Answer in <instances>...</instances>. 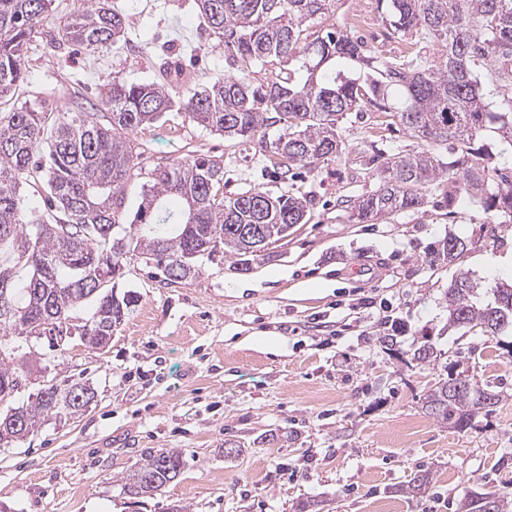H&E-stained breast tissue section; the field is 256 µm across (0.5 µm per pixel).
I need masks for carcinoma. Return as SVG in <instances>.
Here are the masks:
<instances>
[{"mask_svg":"<svg viewBox=\"0 0 512 512\" xmlns=\"http://www.w3.org/2000/svg\"><path fill=\"white\" fill-rule=\"evenodd\" d=\"M90 8L49 34L50 44L67 42L99 50L124 38L125 19L110 0ZM199 12L230 53L239 74L202 91L188 87L184 109L197 123L228 138L249 140L276 125L282 132L265 142L286 180L297 168L313 171L341 150L339 119L367 107L389 112L429 148L448 147V162L424 150L391 155L377 166L375 190L350 201L360 223L417 210L429 189L446 182L453 206L460 193L512 221V169L496 163V145L512 146V111L496 112L483 91L489 73L497 87H512V0H379L386 21L416 38L410 60L371 56L348 36L327 31L312 38L307 23L327 11L331 0H196ZM51 0H0V99L27 81L24 57L36 26L48 17ZM304 57L305 76L284 67ZM277 63L265 82L254 84L251 68ZM0 112V442L34 434L41 422L85 408L94 392L84 384L41 385L33 400L17 402L34 365L30 336H61L64 324L88 301L92 316L77 325L85 345L97 349L122 323L131 299L114 292L128 243L145 264L175 282L198 274V258L212 257L221 243L233 257L255 252L239 234L247 224L279 231L302 224L305 197L249 189L224 194V162L197 157L158 164L149 173L136 209L122 210L123 188L138 165L130 134L172 109L174 100L156 82L128 84L117 78L100 93L101 111L49 110L47 97ZM43 197V207L25 202L24 187ZM463 240L450 237L434 252L455 260ZM477 286L463 273L448 288V326L512 335V286L496 285L492 299L478 300ZM498 395L472 380L449 374L425 401L427 413L465 432L472 419L494 411ZM181 456L149 453L125 477L134 496L151 495L173 481ZM507 512L499 491L471 494L459 512Z\"/></svg>","mask_w":512,"mask_h":512,"instance_id":"1","label":"carcinoma"}]
</instances>
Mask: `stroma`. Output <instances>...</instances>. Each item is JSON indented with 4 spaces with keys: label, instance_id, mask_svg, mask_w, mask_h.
Listing matches in <instances>:
<instances>
[{
    "label": "stroma",
    "instance_id": "1",
    "mask_svg": "<svg viewBox=\"0 0 512 512\" xmlns=\"http://www.w3.org/2000/svg\"><path fill=\"white\" fill-rule=\"evenodd\" d=\"M112 6L124 39L88 52L34 37L29 82L0 99V112L44 85L55 90L54 111L93 112L116 77L158 82L178 99L232 73L196 0ZM332 26L370 55L411 54L378 0H333L309 29ZM339 133L337 156L286 181L258 142L215 134L177 107L132 133L143 173L124 187L126 210L158 163L207 156L223 160L225 192L307 197V221L247 264L204 258L198 275L176 283L125 260L115 290L135 303L105 349L75 336L60 357L34 340L45 379L86 384L95 397L0 448V512H457L471 492H512V356L501 337L448 327L457 275L512 281L501 266L512 223L465 197L448 206L438 191L417 211L357 222L347 202L376 188L372 156L424 145L375 110L346 116ZM450 236L466 250L431 262ZM390 318L404 329L393 347L381 341ZM425 345L434 358H417ZM451 368L500 396L465 432L423 407ZM162 448L181 454L179 476L131 497L125 476ZM421 471L431 483L407 494Z\"/></svg>",
    "mask_w": 512,
    "mask_h": 512
}]
</instances>
